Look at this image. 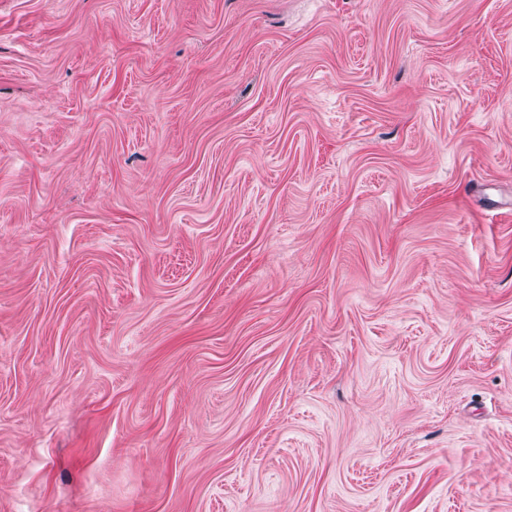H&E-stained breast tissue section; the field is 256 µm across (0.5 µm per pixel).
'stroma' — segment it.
<instances>
[{
	"label": "stroma",
	"mask_w": 512,
	"mask_h": 512,
	"mask_svg": "<svg viewBox=\"0 0 512 512\" xmlns=\"http://www.w3.org/2000/svg\"><path fill=\"white\" fill-rule=\"evenodd\" d=\"M0 512H512V0H0Z\"/></svg>",
	"instance_id": "1"
}]
</instances>
